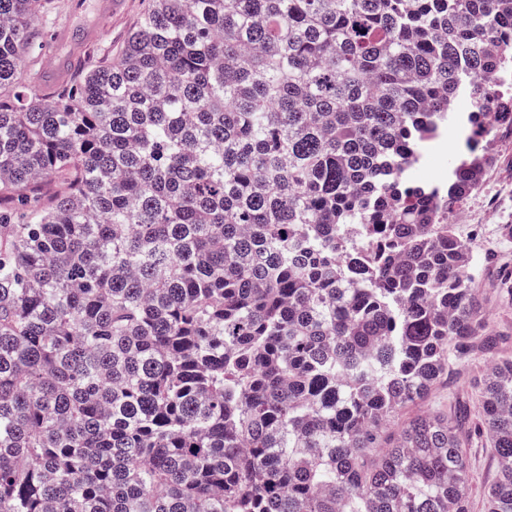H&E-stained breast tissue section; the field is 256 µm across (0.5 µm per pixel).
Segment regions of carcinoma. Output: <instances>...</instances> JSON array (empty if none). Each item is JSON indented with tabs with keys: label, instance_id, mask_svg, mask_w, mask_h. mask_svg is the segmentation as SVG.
I'll list each match as a JSON object with an SVG mask.
<instances>
[{
	"label": "carcinoma",
	"instance_id": "1",
	"mask_svg": "<svg viewBox=\"0 0 512 512\" xmlns=\"http://www.w3.org/2000/svg\"><path fill=\"white\" fill-rule=\"evenodd\" d=\"M53 8L0 0V512H469L474 417L512 512V355L448 223L512 0H152L40 97ZM479 357L476 411L390 430Z\"/></svg>",
	"mask_w": 512,
	"mask_h": 512
}]
</instances>
